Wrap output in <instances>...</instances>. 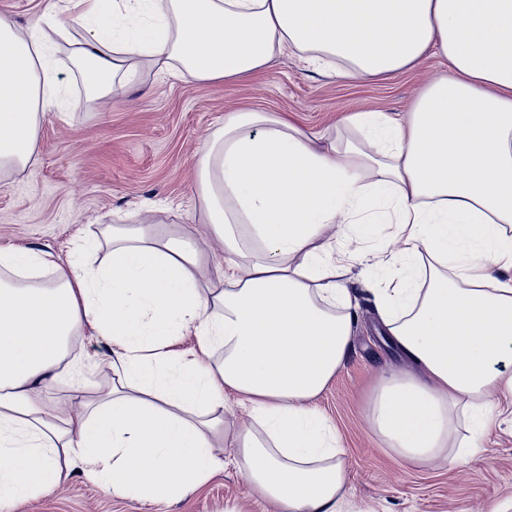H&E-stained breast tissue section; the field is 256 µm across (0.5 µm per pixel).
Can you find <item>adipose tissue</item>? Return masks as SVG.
Instances as JSON below:
<instances>
[{
  "label": "adipose tissue",
  "instance_id": "1",
  "mask_svg": "<svg viewBox=\"0 0 512 512\" xmlns=\"http://www.w3.org/2000/svg\"><path fill=\"white\" fill-rule=\"evenodd\" d=\"M28 25L0 19V176L39 150V111L60 78L43 63L70 12L93 22L74 59L92 101L143 67L202 82L258 76L294 48L352 76L401 71L437 50L449 72L412 112H357L313 135L255 110L225 116L197 160L203 222L229 259L204 281L193 233L116 224L82 249L89 268L0 251V512L81 470L114 493L178 499L221 468L217 444L272 512H350L335 428L310 405L344 366L354 298L330 224L363 236L391 224L402 250L375 307L409 370L384 378L374 429L404 463L465 456L454 434L487 433L512 400V0H43ZM256 252L239 263L247 244ZM50 268L51 280L25 281ZM191 354L168 349L182 329ZM110 342V378L76 385L68 410L47 388L71 336ZM234 394L249 422L227 432Z\"/></svg>",
  "mask_w": 512,
  "mask_h": 512
}]
</instances>
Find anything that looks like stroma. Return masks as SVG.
Instances as JSON below:
<instances>
[{"label":"stroma","instance_id":"35a3bbf8","mask_svg":"<svg viewBox=\"0 0 512 512\" xmlns=\"http://www.w3.org/2000/svg\"><path fill=\"white\" fill-rule=\"evenodd\" d=\"M63 81L62 105L39 118L40 154L24 172L0 178V249L34 250L60 262L78 241L108 225L140 221L165 232L200 221L195 163L207 136L229 112L247 108L285 116L311 132L329 131L345 115H404L446 65L430 55L391 75L353 78L307 60L295 49L273 59L256 78L221 84L153 69L138 75L109 107L89 98L64 40L46 51ZM391 233L378 226L363 239L341 228L339 247L359 255L350 288L357 299L350 357L316 408L336 428L347 487L356 512H512V406L501 403L488 435L461 461L410 467L392 459L368 421V401L380 377L405 366L384 343L372 289L385 285L375 256ZM104 340L85 334L68 345L66 364L84 381L109 374ZM238 472L233 449L224 469L202 488L166 504H149L89 482L81 471L51 495L15 512H265Z\"/></svg>","mask_w":512,"mask_h":512}]
</instances>
